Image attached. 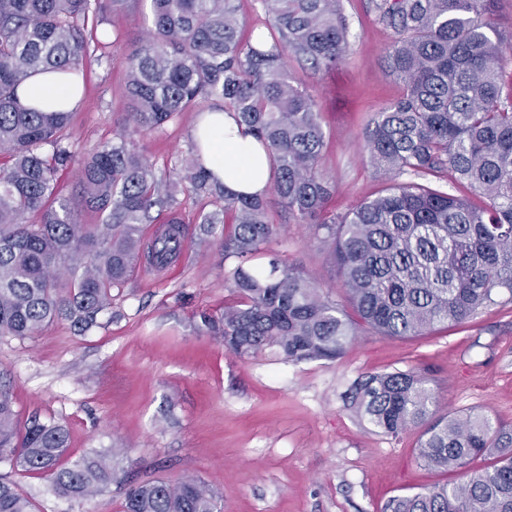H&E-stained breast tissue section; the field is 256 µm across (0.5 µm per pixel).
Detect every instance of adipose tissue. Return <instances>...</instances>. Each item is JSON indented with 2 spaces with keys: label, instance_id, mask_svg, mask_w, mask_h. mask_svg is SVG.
<instances>
[{
  "label": "adipose tissue",
  "instance_id": "obj_1",
  "mask_svg": "<svg viewBox=\"0 0 512 512\" xmlns=\"http://www.w3.org/2000/svg\"><path fill=\"white\" fill-rule=\"evenodd\" d=\"M20 101L45 112L70 110L80 96L61 73L38 74L17 90ZM206 120L211 131L203 147L201 164L212 171L232 191L265 193L268 187V160L253 136L235 120L232 113L210 112Z\"/></svg>",
  "mask_w": 512,
  "mask_h": 512
}]
</instances>
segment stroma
I'll list each match as a JSON object with an SVG mask.
<instances>
[{
  "instance_id": "1",
  "label": "stroma",
  "mask_w": 512,
  "mask_h": 512,
  "mask_svg": "<svg viewBox=\"0 0 512 512\" xmlns=\"http://www.w3.org/2000/svg\"><path fill=\"white\" fill-rule=\"evenodd\" d=\"M341 6L350 27L345 58L318 71L288 59L326 134L320 169L334 186L330 216L388 186V174L370 164L365 131L371 115L401 94L385 58L391 33L376 21L372 0ZM151 26L150 0H124L100 15L98 31L120 37L89 47L84 92L70 120L75 157L124 128L122 62ZM196 123V113L185 112L144 139L157 173L179 171ZM215 208L185 186L177 205L186 231L179 256L165 270L137 271L113 289L111 308L89 331L56 321L24 339L0 336V386L19 426L35 418L62 423L64 465L97 452L119 460L112 484L87 500L58 497L49 476L0 463V476L31 500L33 512H123L127 482L186 476L217 491L224 512H380L393 496L457 481L458 473L418 461V431L387 436L345 407L343 393L368 373L417 370L431 379L439 414L475 410L512 424V303L411 339L366 331L335 360L292 362L274 348L240 358L198 331L200 313L223 310L224 274L237 263L224 255L223 225L210 234L199 229L201 214ZM269 217L282 227L269 251L346 303L326 246L277 202Z\"/></svg>"
}]
</instances>
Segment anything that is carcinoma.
<instances>
[{
    "label": "carcinoma",
    "instance_id": "cac0c4a2",
    "mask_svg": "<svg viewBox=\"0 0 512 512\" xmlns=\"http://www.w3.org/2000/svg\"><path fill=\"white\" fill-rule=\"evenodd\" d=\"M123 0H0V335L33 336L55 320L79 332L110 308L112 289L145 261L163 265L180 249L177 216L183 182L224 203L201 216L203 231L224 225L230 298L198 329L238 357L274 347L293 362L334 360L363 328L405 339L462 325L512 301V32L495 23L501 0H373L392 33L389 72L401 96L366 129L372 165L391 185L330 220L319 171L325 134L287 56L330 67L349 49L340 0H258L264 28L242 37L236 0H151L154 26L123 61L132 132L159 131L183 112L205 115L220 100L268 154L269 189L296 222L328 246L351 310L265 247L281 225L266 197L227 189L199 163L200 145L174 175H159L123 134L77 163L79 199L57 191L73 162L70 113L23 106L17 89L41 72L79 74L90 17ZM51 153H46L45 148ZM448 173L472 203L422 182ZM408 180H402L403 176ZM169 206V228L147 249L141 225ZM87 209L100 223H81ZM36 214L40 223L29 224ZM348 409L397 437L421 429L418 458L461 479L389 499L383 512H512V427L479 412L437 414L429 379L414 369L369 373L344 395ZM67 431L37 419L20 431L9 393L0 389V462L51 477L54 492L91 499L116 476L112 453L71 466ZM496 464L472 472L482 456ZM125 512H218L198 477L129 482ZM0 512H32L29 499L0 477Z\"/></svg>",
    "mask_w": 512,
    "mask_h": 512
}]
</instances>
